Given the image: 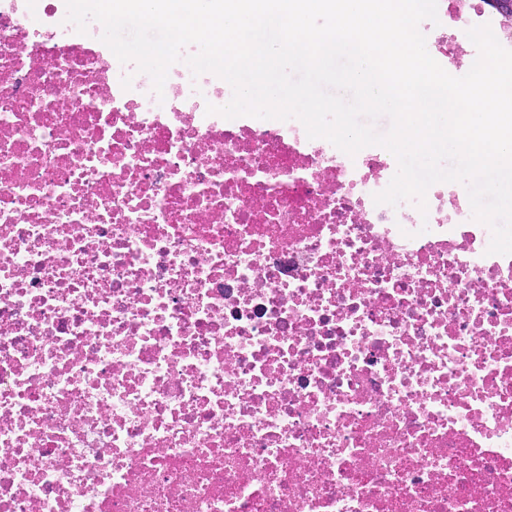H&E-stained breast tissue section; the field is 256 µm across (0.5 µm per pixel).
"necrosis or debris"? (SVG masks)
<instances>
[{"label": "necrosis or debris", "mask_w": 512, "mask_h": 512, "mask_svg": "<svg viewBox=\"0 0 512 512\" xmlns=\"http://www.w3.org/2000/svg\"><path fill=\"white\" fill-rule=\"evenodd\" d=\"M0 0V512H512V255L465 186L163 95ZM451 75L486 0H437Z\"/></svg>", "instance_id": "necrosis-or-debris-1"}]
</instances>
